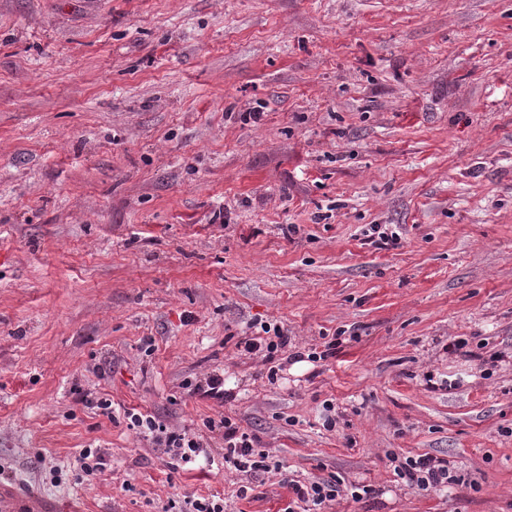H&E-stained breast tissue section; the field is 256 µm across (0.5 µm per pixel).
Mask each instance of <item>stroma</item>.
Returning a JSON list of instances; mask_svg holds the SVG:
<instances>
[{"label":"stroma","mask_w":512,"mask_h":512,"mask_svg":"<svg viewBox=\"0 0 512 512\" xmlns=\"http://www.w3.org/2000/svg\"><path fill=\"white\" fill-rule=\"evenodd\" d=\"M0 253V481L60 512L293 498L233 497L217 433L172 468L80 390L373 487L332 512H512V0H0ZM260 317L355 339L272 384L233 340ZM215 370L227 401L185 389ZM84 448L111 456L80 482ZM394 454L458 480L408 489ZM389 224H372L364 233L368 244L377 249L396 248L400 245L401 237L395 232H388Z\"/></svg>","instance_id":"1"}]
</instances>
